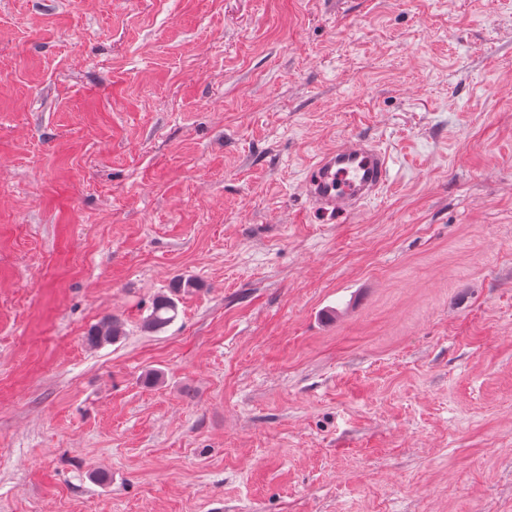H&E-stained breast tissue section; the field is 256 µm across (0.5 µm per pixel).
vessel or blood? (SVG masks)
<instances>
[{
    "label": "vessel or blood",
    "instance_id": "1",
    "mask_svg": "<svg viewBox=\"0 0 512 512\" xmlns=\"http://www.w3.org/2000/svg\"><path fill=\"white\" fill-rule=\"evenodd\" d=\"M390 157L380 146L354 137L317 156L306 192L313 207L354 213L390 178Z\"/></svg>",
    "mask_w": 512,
    "mask_h": 512
}]
</instances>
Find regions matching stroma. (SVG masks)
<instances>
[{
    "mask_svg": "<svg viewBox=\"0 0 512 512\" xmlns=\"http://www.w3.org/2000/svg\"><path fill=\"white\" fill-rule=\"evenodd\" d=\"M0 512H512V0H0ZM338 172L347 176L349 190H336ZM390 172V157L384 149L354 137L317 156L310 169L306 192L316 209L351 214L379 193L390 179ZM198 283L193 278L178 277L172 282L169 294L157 296L151 306V313L145 320L144 328L149 332H161L170 326L177 318L179 294L197 288ZM122 335L121 323L114 317L105 316L89 328L86 340L88 344L98 347L115 343Z\"/></svg>",
    "mask_w": 512,
    "mask_h": 512,
    "instance_id": "obj_1",
    "label": "stroma"
}]
</instances>
